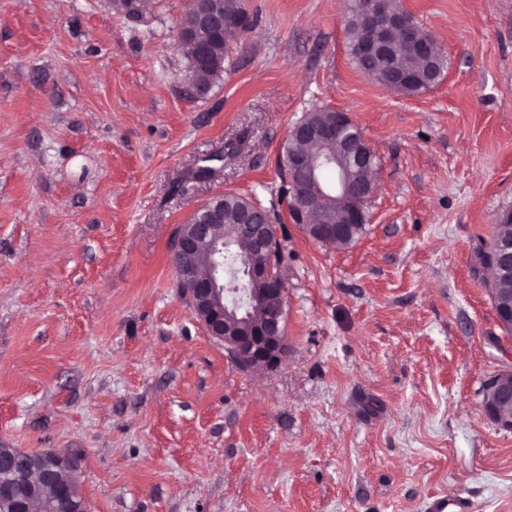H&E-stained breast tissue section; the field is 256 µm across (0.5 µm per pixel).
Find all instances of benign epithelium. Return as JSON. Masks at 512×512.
Instances as JSON below:
<instances>
[{"label":"benign epithelium","instance_id":"7a95c632","mask_svg":"<svg viewBox=\"0 0 512 512\" xmlns=\"http://www.w3.org/2000/svg\"><path fill=\"white\" fill-rule=\"evenodd\" d=\"M200 25L210 30L216 38L224 37V15L221 0H190ZM370 17H381L385 30L398 29L408 38H415L414 25L406 17L389 12L383 0H368L364 11L356 14L360 23ZM354 124L344 112L336 113V122L319 127L294 125L290 134L294 139H304L312 145L328 142L336 145V153L327 155L319 150L309 154H288L284 161L295 199L294 223L303 228L305 235L315 241L330 244L346 234L350 224H363L367 220V206L376 193V184L362 183L348 177L345 165L353 156L371 155L372 150L364 136H348ZM317 196L329 213V218L318 224L308 220L312 196ZM217 223L193 224L189 231H178L171 245L174 254H193L204 250L205 266L202 276L194 277V287L188 290L193 296V308L208 334L224 342V350L235 365L250 371L257 367L273 369L286 357L284 308L259 324L249 321L247 305L233 306L226 300L224 288V251L232 242L215 232ZM260 246L275 250L281 246L277 232L264 223L256 231ZM497 273L512 275V244L501 246L496 261ZM247 281H261L268 285L267 292L283 299L287 291L280 270L271 266H250ZM494 391L492 401L484 405L487 416L499 426L512 429V413L504 414L503 408L512 406V371L496 376L489 383ZM0 468L13 472L8 479L0 478V500L18 504L15 512H25L28 500L40 490V485L29 474L14 472L12 462L0 458Z\"/></svg>","mask_w":512,"mask_h":512}]
</instances>
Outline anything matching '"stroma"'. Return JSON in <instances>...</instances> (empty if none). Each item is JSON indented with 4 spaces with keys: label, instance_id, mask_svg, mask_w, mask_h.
I'll list each match as a JSON object with an SVG mask.
<instances>
[{
    "label": "stroma",
    "instance_id": "1",
    "mask_svg": "<svg viewBox=\"0 0 512 512\" xmlns=\"http://www.w3.org/2000/svg\"><path fill=\"white\" fill-rule=\"evenodd\" d=\"M352 0H237L251 27L201 99L189 0H0V448L76 454L90 512H512V371L472 268L512 210V0H400L446 58L415 97L360 72ZM315 106L375 152L361 238L309 239L282 149ZM224 162L193 174L206 155ZM233 192L282 214L288 353L239 371L178 288L171 240ZM494 398L483 404L487 416L499 426L512 429V413L505 415L503 408L512 406V371L499 374L489 383ZM472 501L462 494L434 495L425 501L424 512H471Z\"/></svg>",
    "mask_w": 512,
    "mask_h": 512
}]
</instances>
